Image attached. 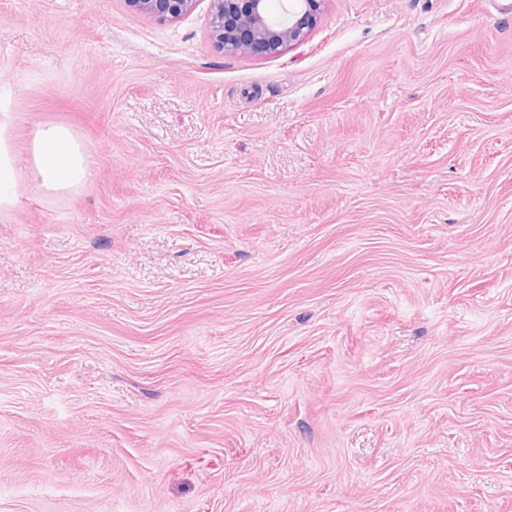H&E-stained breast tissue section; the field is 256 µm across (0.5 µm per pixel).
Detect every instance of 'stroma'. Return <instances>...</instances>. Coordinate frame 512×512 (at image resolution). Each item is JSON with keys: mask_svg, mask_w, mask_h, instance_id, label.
Returning a JSON list of instances; mask_svg holds the SVG:
<instances>
[{"mask_svg": "<svg viewBox=\"0 0 512 512\" xmlns=\"http://www.w3.org/2000/svg\"><path fill=\"white\" fill-rule=\"evenodd\" d=\"M0 512H512V0H0ZM136 10L165 22L187 14L196 0H127ZM210 36L225 54L274 56L306 40L324 0H210ZM8 123L0 118V214L10 212L19 202L22 176L15 163ZM31 178L49 197H64L84 187L91 168L85 147L77 135L62 124L38 125L28 143Z\"/></svg>", "mask_w": 512, "mask_h": 512, "instance_id": "35a3bbf8", "label": "stroma"}]
</instances>
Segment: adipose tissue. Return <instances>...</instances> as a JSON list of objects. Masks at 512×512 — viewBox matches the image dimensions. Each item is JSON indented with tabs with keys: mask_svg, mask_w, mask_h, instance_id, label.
Segmentation results:
<instances>
[{
	"mask_svg": "<svg viewBox=\"0 0 512 512\" xmlns=\"http://www.w3.org/2000/svg\"><path fill=\"white\" fill-rule=\"evenodd\" d=\"M28 154V174L47 196H67L90 180L87 151L65 125L35 127L30 135ZM22 176L15 163L8 123L0 118V214L10 212L18 204Z\"/></svg>",
	"mask_w": 512,
	"mask_h": 512,
	"instance_id": "ef3b65f1",
	"label": "adipose tissue"
}]
</instances>
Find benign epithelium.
Here are the masks:
<instances>
[{"mask_svg":"<svg viewBox=\"0 0 512 512\" xmlns=\"http://www.w3.org/2000/svg\"><path fill=\"white\" fill-rule=\"evenodd\" d=\"M136 10L165 22L187 14L196 0H127ZM324 0H210V36L226 54L274 56L306 40Z\"/></svg>","mask_w":512,"mask_h":512,"instance_id":"benign-epithelium-1","label":"benign epithelium"}]
</instances>
